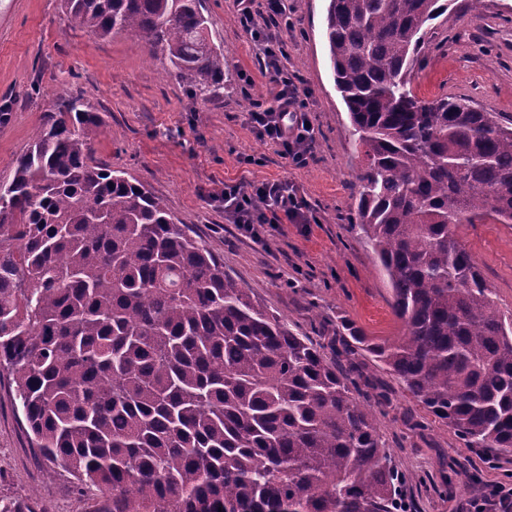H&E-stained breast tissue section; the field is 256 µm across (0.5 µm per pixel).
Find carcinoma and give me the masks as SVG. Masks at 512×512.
<instances>
[{
    "instance_id": "cac0c4a2",
    "label": "carcinoma",
    "mask_w": 512,
    "mask_h": 512,
    "mask_svg": "<svg viewBox=\"0 0 512 512\" xmlns=\"http://www.w3.org/2000/svg\"><path fill=\"white\" fill-rule=\"evenodd\" d=\"M450 0H328L324 38L364 164L352 224L403 333L368 354L492 460L512 454V317L457 237L512 224V126L410 73ZM64 20L161 53L207 100L203 0H64ZM99 113H51L0 181V367L35 445L112 512H398L403 479L340 373L141 181L90 159Z\"/></svg>"
}]
</instances>
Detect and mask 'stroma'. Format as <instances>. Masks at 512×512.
I'll return each mask as SVG.
<instances>
[{
	"label": "stroma",
	"mask_w": 512,
	"mask_h": 512,
	"mask_svg": "<svg viewBox=\"0 0 512 512\" xmlns=\"http://www.w3.org/2000/svg\"><path fill=\"white\" fill-rule=\"evenodd\" d=\"M325 0H288L293 21L286 66L306 94L315 140L303 166L259 140L245 115L267 93L259 48L235 20L234 0H205L213 36L224 46V97L190 95L163 57L123 35L70 27L62 0H0V180L23 155L63 97L79 94L100 112L92 159L143 182L224 269L271 312L307 337L340 371L370 379L358 399L370 405L382 440L406 479L414 512H457L485 484L512 482V456L488 460L464 447L403 384L371 358L338 354L336 333L351 321L375 340L401 335L387 277L350 217L362 166L354 129L337 91L323 37ZM410 81L422 99L465 97L512 117V0H453ZM252 84L240 81V73ZM285 181L313 211L312 224H279L264 238L239 236L212 198L227 184ZM461 241L490 284L498 310L512 315V224H466ZM110 512L96 487L78 485L40 456L8 373L0 374V512Z\"/></svg>",
	"instance_id": "stroma-1"
}]
</instances>
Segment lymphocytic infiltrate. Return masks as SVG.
Masks as SVG:
<instances>
[{
  "label": "lymphocytic infiltrate",
  "mask_w": 512,
  "mask_h": 512,
  "mask_svg": "<svg viewBox=\"0 0 512 512\" xmlns=\"http://www.w3.org/2000/svg\"><path fill=\"white\" fill-rule=\"evenodd\" d=\"M238 25L260 47L261 70L272 84V105L255 101L248 121L259 138L274 143L280 154L299 166L312 154L314 128L308 117V104L289 77L282 61L287 43L282 37L293 22L284 0H237ZM224 215L235 224L240 236L261 239L267 226L282 222L308 224L312 211L294 187L283 182L225 185L219 196Z\"/></svg>",
  "instance_id": "f902f5d3"
}]
</instances>
